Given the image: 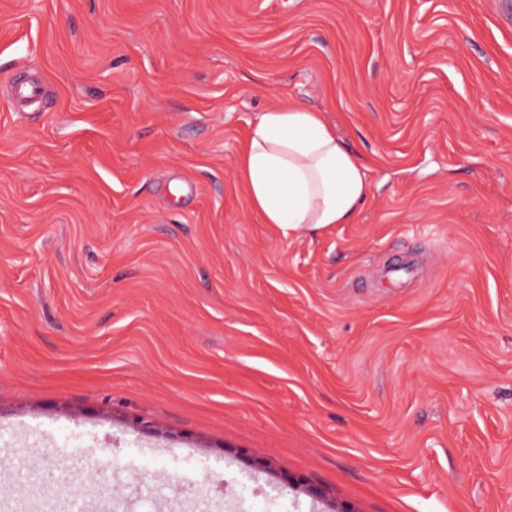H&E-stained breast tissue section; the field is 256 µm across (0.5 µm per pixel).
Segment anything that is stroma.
Instances as JSON below:
<instances>
[{
	"label": "stroma",
	"instance_id": "35a3bbf8",
	"mask_svg": "<svg viewBox=\"0 0 512 512\" xmlns=\"http://www.w3.org/2000/svg\"><path fill=\"white\" fill-rule=\"evenodd\" d=\"M286 104L368 166L353 222L253 212ZM0 472V512H512V0H0Z\"/></svg>",
	"mask_w": 512,
	"mask_h": 512
}]
</instances>
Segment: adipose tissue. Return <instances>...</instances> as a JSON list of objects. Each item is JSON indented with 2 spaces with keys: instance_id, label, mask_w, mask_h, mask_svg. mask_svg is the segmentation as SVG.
<instances>
[{
  "instance_id": "1",
  "label": "adipose tissue",
  "mask_w": 512,
  "mask_h": 512,
  "mask_svg": "<svg viewBox=\"0 0 512 512\" xmlns=\"http://www.w3.org/2000/svg\"><path fill=\"white\" fill-rule=\"evenodd\" d=\"M238 169L252 209L288 233L349 223L369 193L367 166L298 105L260 115Z\"/></svg>"
}]
</instances>
